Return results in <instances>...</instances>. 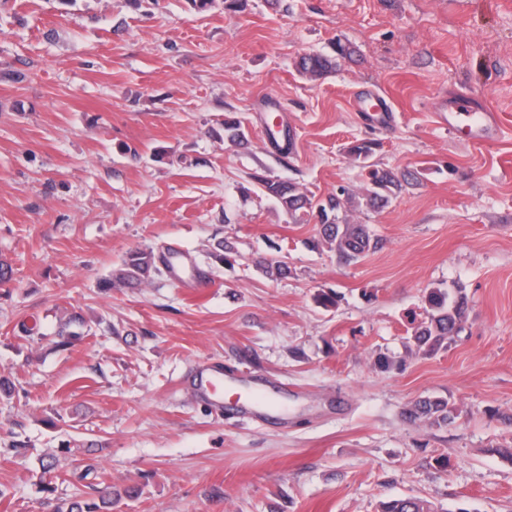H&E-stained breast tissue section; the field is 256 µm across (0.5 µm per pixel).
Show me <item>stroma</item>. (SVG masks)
I'll return each mask as SVG.
<instances>
[{
  "instance_id": "stroma-1",
  "label": "stroma",
  "mask_w": 512,
  "mask_h": 512,
  "mask_svg": "<svg viewBox=\"0 0 512 512\" xmlns=\"http://www.w3.org/2000/svg\"><path fill=\"white\" fill-rule=\"evenodd\" d=\"M352 58L312 81L306 53ZM468 97L499 117L477 143L436 121ZM237 116L248 148L224 139ZM289 129L290 152L267 126ZM416 180L379 211L358 263L314 247L259 190L318 200L365 173ZM233 267H214L213 238ZM182 253L192 277L101 288L124 255ZM0 512H55L111 488L108 512H512V0H0ZM287 263L288 273H266ZM432 288L468 297L459 336L419 352ZM336 291L337 307L314 297ZM86 327L54 348L60 320ZM402 361L375 368L377 355ZM199 362L247 376L287 414L216 411L181 385ZM448 399L441 428L405 420ZM72 441L70 452L59 443ZM58 468L43 474L41 461ZM407 417L417 422L429 423L441 427L455 417L448 400L442 398H421L406 409ZM432 505L419 498L407 497L383 503L382 512H435Z\"/></svg>"
}]
</instances>
